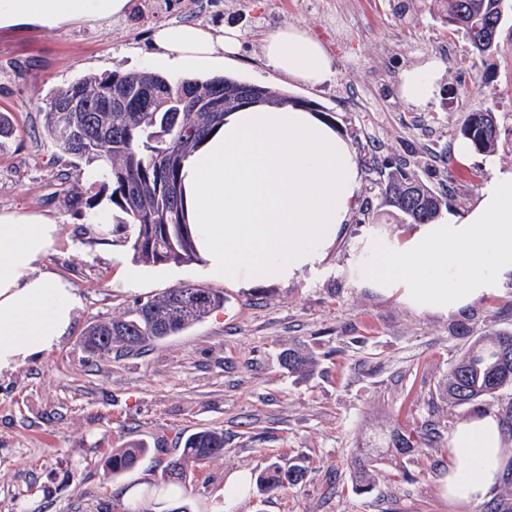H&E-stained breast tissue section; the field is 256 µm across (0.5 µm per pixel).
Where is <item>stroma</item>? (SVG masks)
Listing matches in <instances>:
<instances>
[{"instance_id":"35a3bbf8","label":"stroma","mask_w":512,"mask_h":512,"mask_svg":"<svg viewBox=\"0 0 512 512\" xmlns=\"http://www.w3.org/2000/svg\"><path fill=\"white\" fill-rule=\"evenodd\" d=\"M402 22L386 0H130L108 26L0 30V113L11 139L0 148V213L46 217L58 235L45 266L67 280L84 304L72 330L47 355L0 374V512H512V443L504 475L488 501L443 498L438 480L451 462L448 445L403 470L381 465L377 488L356 494L347 460L359 439L392 422L433 419L452 433L479 413L505 418L512 387L474 404L451 407L437 380L479 336L512 332V280L498 295L452 316L415 312L359 283L357 242L373 233L403 239L414 225L385 203L380 167L406 161L460 212L491 169L512 168V15L493 54L473 55L437 16L434 0H414ZM191 21L233 27L247 38L225 62L227 76L287 93L320 112L355 151L362 181L349 224L320 270L285 285L239 288L211 282L201 264L132 265L124 232L98 235L65 204V174L74 158L58 154L33 102L87 75L148 69L150 34L158 25ZM295 25L318 38L333 60L332 79L317 87L289 81L263 58V40ZM451 46L438 70V92L412 104L398 94L403 72L424 63L411 44ZM491 105L495 152L455 158L468 112ZM182 283L223 292L224 305L204 321L136 353L113 351L90 362L80 338L86 324ZM313 351L309 376L288 373L281 352L292 343ZM224 432V456L191 472L176 496L156 485L190 433ZM144 441L146 456L114 475L113 449ZM297 466L298 484L243 499L224 497L228 475L258 476L272 463ZM335 495H327L329 482Z\"/></svg>"}]
</instances>
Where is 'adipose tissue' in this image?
I'll return each instance as SVG.
<instances>
[{"instance_id":"adipose-tissue-1","label":"adipose tissue","mask_w":512,"mask_h":512,"mask_svg":"<svg viewBox=\"0 0 512 512\" xmlns=\"http://www.w3.org/2000/svg\"><path fill=\"white\" fill-rule=\"evenodd\" d=\"M130 0H0V29L103 25ZM244 35L190 23L157 27L147 59L181 76L195 64L236 54ZM267 63L310 86L330 81L333 63L305 30L287 26L263 44ZM438 64L403 73L400 93L421 104L437 91ZM357 159L349 143L309 110L251 104L225 115L182 168L185 218L205 275L238 287L284 285L318 271L356 201ZM58 231L49 220L0 214V372L58 346L83 306L74 288L43 271ZM355 273L364 286L416 312L454 315L498 294L512 278V169H494L467 212L420 225L401 240L361 243ZM441 479L449 500L483 501L504 472L501 423L473 415L457 424Z\"/></svg>"}]
</instances>
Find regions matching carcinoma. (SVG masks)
<instances>
[{"label": "carcinoma", "instance_id": "cac0c4a2", "mask_svg": "<svg viewBox=\"0 0 512 512\" xmlns=\"http://www.w3.org/2000/svg\"><path fill=\"white\" fill-rule=\"evenodd\" d=\"M440 19L462 35L471 50L489 55L496 43L483 40L484 31L502 24L505 0H437ZM247 83L229 76L208 78L163 76L151 71L106 76L85 75L59 88L41 103L44 131L57 151L95 167L86 183L76 178L68 189V206L86 223H102L96 208L100 194L110 191V203L120 214L112 230H125V242L135 262L144 265L184 264L199 260L190 225L186 223L181 170L208 134L224 122V115L240 107L238 92ZM68 96L88 100L86 112H62L55 102ZM461 134L482 153L495 151L496 117L493 108L470 112ZM388 206L411 224H427L439 215L441 200L429 186L398 166L389 167L384 188ZM224 306V295L194 284H181L108 317L89 322L83 334L110 336L112 346L138 352L167 336H175ZM281 361L288 372L309 375L315 360L302 344L286 349ZM512 386V333L477 337L438 383L439 397L452 406L470 405ZM443 430L433 420L396 422L359 444L349 468L356 491L376 486L378 465L384 459L416 461L439 447ZM147 453L143 442L112 449V473L133 468ZM224 455V433L203 429L188 435L179 456L164 472L166 483L186 481L190 470ZM302 477L299 467L276 463L260 474L256 485L265 494L287 488Z\"/></svg>", "mask_w": 512, "mask_h": 512}]
</instances>
